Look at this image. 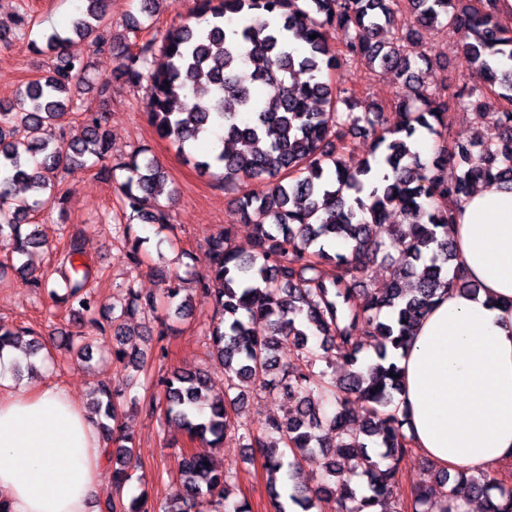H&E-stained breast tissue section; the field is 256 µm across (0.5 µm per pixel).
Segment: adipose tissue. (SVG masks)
Listing matches in <instances>:
<instances>
[{
  "mask_svg": "<svg viewBox=\"0 0 512 512\" xmlns=\"http://www.w3.org/2000/svg\"><path fill=\"white\" fill-rule=\"evenodd\" d=\"M457 210L458 262L479 292H441L397 358L404 431L453 476L512 459V191L478 188ZM17 354L0 352V507L97 512L105 456L94 419L53 381L17 384Z\"/></svg>",
  "mask_w": 512,
  "mask_h": 512,
  "instance_id": "ef3b65f1",
  "label": "adipose tissue"
}]
</instances>
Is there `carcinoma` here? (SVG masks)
<instances>
[{"mask_svg":"<svg viewBox=\"0 0 512 512\" xmlns=\"http://www.w3.org/2000/svg\"><path fill=\"white\" fill-rule=\"evenodd\" d=\"M70 21V35L90 51L110 52L118 65L106 78L91 75L83 57L68 55L70 35H44L39 55H53L47 75L26 84L16 99L0 104V185L25 186V193L0 191V248L31 287L71 303L70 312L103 328L93 270L81 261V238L70 235L53 276L31 269V254L42 240L21 220L48 205H63L58 190L63 173L102 164L130 210L116 233L126 257L138 259L142 238L132 221L170 222L159 201L165 171L152 152L138 149L126 158L110 154V113L84 108L71 96L75 87L97 86L108 98L112 84H147V117L158 135L206 174L218 170L224 190L237 194L233 220L206 240L209 269L198 280L214 314L205 331L212 358L224 374V394H212L205 371H173L158 380L165 415L199 444L183 452L178 487L160 512H248L230 500L231 475L215 469L211 454L243 428L237 421L252 388L278 390L292 403L283 417L267 419L248 432L247 448H257L276 483L280 472L292 478L313 456L323 458L317 488L297 487L292 500L305 512H362L383 506L397 492L401 464L410 451L397 395L401 392L396 357L413 326L428 312L438 292L450 285L467 294L478 287L456 260L450 226L454 205L472 188L512 190V22L500 17L495 0H195V24H184L131 49L112 35L107 0H84ZM406 9L415 26L391 39L382 33ZM451 26L460 33V54L468 78L450 94L429 89L424 74L433 63L423 50L421 30ZM340 35L331 45L333 34ZM316 38H311V35ZM342 61L394 72L408 94L393 99L395 123L381 106L357 111L355 93L334 85L329 74ZM258 85L274 91L264 100ZM498 99L489 109L485 91ZM471 108L487 127L478 143L455 139L450 112ZM80 113L83 136L64 142L66 118ZM223 134L202 159L195 145L214 126ZM372 138L366 158L355 169L345 152L353 135ZM428 134L438 143L430 160L413 147ZM400 210L408 222L394 225L386 241L374 228ZM238 223L253 227L254 251L243 256L231 246ZM386 270L382 286L360 287L358 276L376 265ZM164 295L182 314L191 300L180 297L172 278ZM158 299L129 286L116 322L156 309ZM29 327L0 323V351L30 337L29 355L44 349ZM335 348L343 376L316 370L309 337ZM298 351L297 362L282 364V345ZM373 350L374 357L361 356ZM126 360L137 384L144 357ZM96 413L112 420L103 426L114 496L106 512H150L146 502L124 503L133 479L134 439L118 424L124 396L107 384L96 389ZM335 406L331 415L323 406ZM383 448L385 466L369 450ZM355 462L366 487L352 486L338 459ZM438 488L414 493L417 512L463 490L484 503V512H512V485L488 473L450 476L434 473Z\"/></svg>","mask_w":512,"mask_h":512,"instance_id":"obj_1","label":"carcinoma"}]
</instances>
